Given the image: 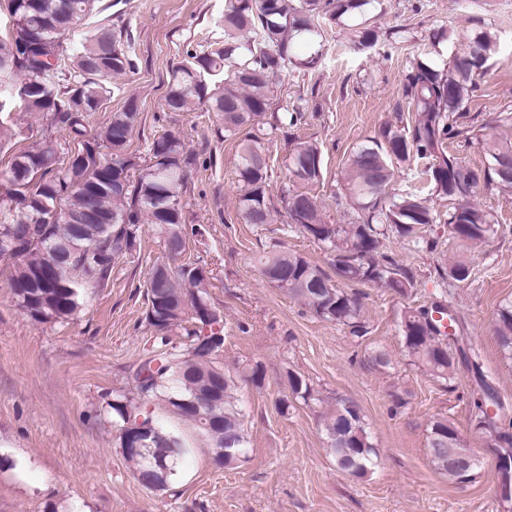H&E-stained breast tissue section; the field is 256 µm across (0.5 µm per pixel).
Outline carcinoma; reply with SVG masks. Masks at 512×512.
I'll return each mask as SVG.
<instances>
[{
    "label": "carcinoma",
    "mask_w": 512,
    "mask_h": 512,
    "mask_svg": "<svg viewBox=\"0 0 512 512\" xmlns=\"http://www.w3.org/2000/svg\"><path fill=\"white\" fill-rule=\"evenodd\" d=\"M96 0H6L11 18L0 35V149L21 134L11 119L19 110L39 114L48 126L68 133L81 156L57 166V144L51 136L14 153L0 168V252L12 253L9 288L15 302L40 323L72 319L95 291L107 285L112 268L132 254L141 226L153 227L165 251L146 280L145 320L154 329L153 349L133 373L136 396L111 404L115 427L127 433L150 432L144 452H126L139 483L161 489V467L166 478L176 475L185 444L179 434L164 428L152 405L164 402L189 420L208 438L211 451L232 449L217 465L229 467L245 455L244 414L237 397L238 381L262 384L261 364H247L238 375L224 371L215 352L204 350L209 338L224 335L217 314H209L210 281L191 262L178 263L183 251L186 223L184 194L195 155L171 134L153 139L149 160L141 163L129 151L139 124L137 99L109 113L104 130L92 135L88 117L110 98L109 81L126 73L127 52L108 25L84 31L67 58L57 57L56 68L40 61V44H63L95 8ZM364 0H224V43L210 51H188L173 71L164 97L172 112H216L224 121V136L235 137L246 128L268 124L270 131L293 128L304 118L300 105L273 109L276 78L290 64L313 68L319 53L305 57L294 53L298 42L321 37L320 20H335L360 7ZM495 44L488 34L471 42L438 71L418 64L408 74L403 95L414 108L403 126L385 125L380 137L356 147L343 172L344 196L357 211L350 224H330L309 188L323 178L320 147L293 140L288 171L300 188L282 190L286 213L301 206L306 221L296 225L304 235L330 251L336 277L348 283H373L400 296L412 294L413 273L381 252L389 233L415 247H434L426 228L444 223L448 240L456 244L483 243L498 233L493 215L474 199L477 175L448 151L454 142L477 140L487 159L484 181L506 194L512 193V141L479 134L463 121L473 92L484 76V64ZM238 172L242 182L238 213L246 224H270L273 211L270 175L263 138L249 133L238 140ZM424 162L421 174L431 195L452 201L441 218L415 191L395 193V169H411ZM64 207L70 220L54 216ZM62 248L69 258L49 261V250ZM260 275L274 287L300 301L318 318L342 325L352 336L367 334L358 299L333 283L306 258L287 250L272 249L257 259ZM444 279L468 280L472 268L455 262L441 270ZM432 307H406L399 315L402 346L413 365L439 381L456 378V358L447 338L455 337L459 320L448 309V334ZM494 332L505 357L512 359V301L499 306ZM474 374L480 394L470 403L471 421L484 417L475 430L491 445L508 447L512 457V423L507 409L491 385L475 349L463 354ZM214 388L219 404L210 418L194 412L185 401L197 390ZM289 394L278 400L285 415L294 403L321 402L318 392L297 373H288ZM320 426L336 468L362 477L377 463L378 455L355 403L339 398L320 415ZM429 453L435 468L455 484L471 483L474 472L461 474L455 462L467 451L454 423L444 417L431 422Z\"/></svg>",
    "instance_id": "1"
}]
</instances>
